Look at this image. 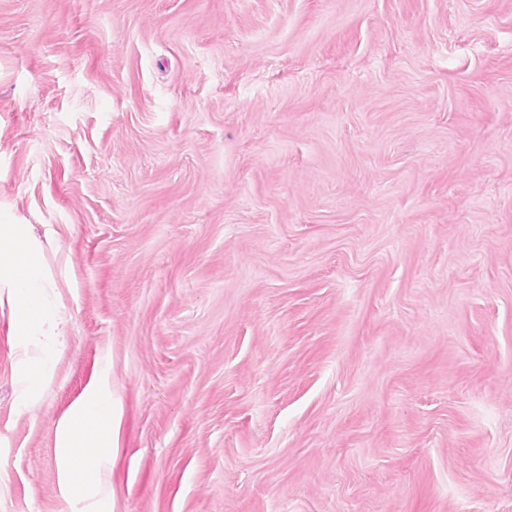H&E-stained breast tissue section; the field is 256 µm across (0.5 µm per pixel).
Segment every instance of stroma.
Segmentation results:
<instances>
[{"label": "stroma", "mask_w": 512, "mask_h": 512, "mask_svg": "<svg viewBox=\"0 0 512 512\" xmlns=\"http://www.w3.org/2000/svg\"><path fill=\"white\" fill-rule=\"evenodd\" d=\"M0 211L69 318L0 512H512V0H0ZM121 422L106 364L87 381L56 424L58 489L74 512H111L101 488L112 474Z\"/></svg>", "instance_id": "35a3bbf8"}]
</instances>
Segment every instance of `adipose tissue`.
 I'll use <instances>...</instances> for the list:
<instances>
[{"instance_id":"obj_1","label":"adipose tissue","mask_w":512,"mask_h":512,"mask_svg":"<svg viewBox=\"0 0 512 512\" xmlns=\"http://www.w3.org/2000/svg\"><path fill=\"white\" fill-rule=\"evenodd\" d=\"M42 251L32 225L0 214V303L10 310L18 397L26 407L40 399L66 347V321L51 294L52 272ZM120 422L106 365L88 379L56 425L58 489L73 512H110L101 488L112 474Z\"/></svg>"}]
</instances>
